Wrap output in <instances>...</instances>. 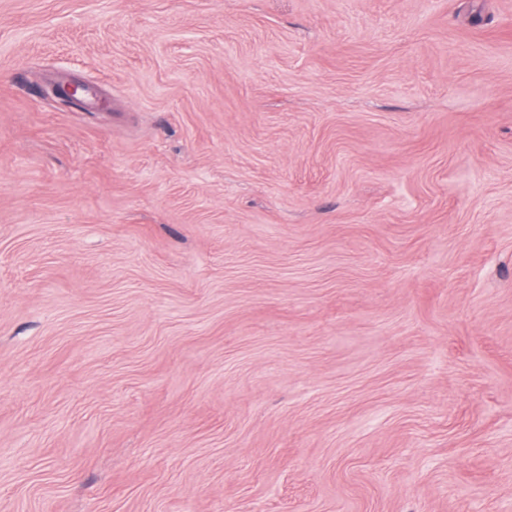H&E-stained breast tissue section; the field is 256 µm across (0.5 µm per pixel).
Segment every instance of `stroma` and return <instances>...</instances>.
Here are the masks:
<instances>
[{"label": "stroma", "mask_w": 512, "mask_h": 512, "mask_svg": "<svg viewBox=\"0 0 512 512\" xmlns=\"http://www.w3.org/2000/svg\"><path fill=\"white\" fill-rule=\"evenodd\" d=\"M0 512H512V0H0ZM84 92L86 94L89 92L88 87L77 79H71L64 84L59 82L50 83L46 95L57 100L61 105L79 106Z\"/></svg>", "instance_id": "35a3bbf8"}]
</instances>
